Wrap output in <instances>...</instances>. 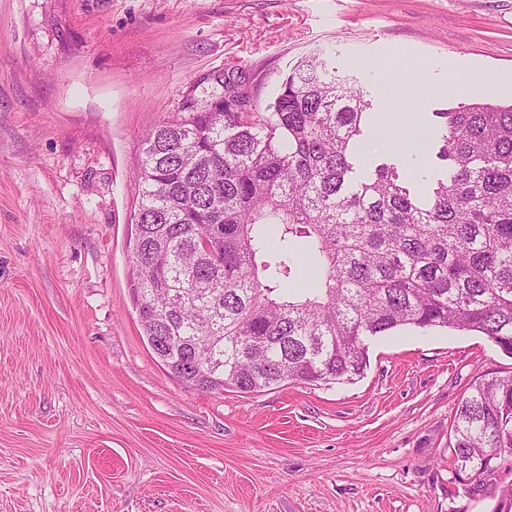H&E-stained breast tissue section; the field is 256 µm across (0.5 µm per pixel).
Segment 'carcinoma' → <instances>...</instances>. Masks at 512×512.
<instances>
[{
	"instance_id": "cac0c4a2",
	"label": "carcinoma",
	"mask_w": 512,
	"mask_h": 512,
	"mask_svg": "<svg viewBox=\"0 0 512 512\" xmlns=\"http://www.w3.org/2000/svg\"><path fill=\"white\" fill-rule=\"evenodd\" d=\"M236 70L190 84L136 160L131 289L171 374L207 393L350 383L368 339L403 327L511 356L512 103L436 113L450 168L419 189L395 163L358 173L372 104L324 60L249 110ZM453 434L456 476L484 487L512 457V376L475 382Z\"/></svg>"
}]
</instances>
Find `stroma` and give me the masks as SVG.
<instances>
[{"mask_svg": "<svg viewBox=\"0 0 512 512\" xmlns=\"http://www.w3.org/2000/svg\"><path fill=\"white\" fill-rule=\"evenodd\" d=\"M313 54L429 130L485 86L512 102V0H0V512H495L512 459L472 493L449 448L472 383L512 373L482 334L395 330L353 382L249 394L185 387L142 334V137L209 71L265 104Z\"/></svg>", "mask_w": 512, "mask_h": 512, "instance_id": "obj_1", "label": "stroma"}]
</instances>
